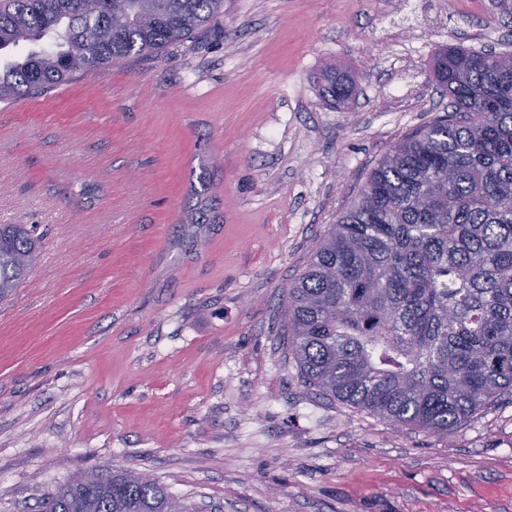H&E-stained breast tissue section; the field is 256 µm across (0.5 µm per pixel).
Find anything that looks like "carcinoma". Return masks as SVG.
Returning <instances> with one entry per match:
<instances>
[{"label": "carcinoma", "instance_id": "obj_1", "mask_svg": "<svg viewBox=\"0 0 512 512\" xmlns=\"http://www.w3.org/2000/svg\"><path fill=\"white\" fill-rule=\"evenodd\" d=\"M224 0H0V101L159 55ZM451 112L394 144L286 289L280 335L304 384L399 431L448 436L512 394V47L433 61ZM324 96L350 86L325 66ZM36 227L0 224V300L38 254ZM40 512H190L156 480L115 469L58 486Z\"/></svg>", "mask_w": 512, "mask_h": 512}]
</instances>
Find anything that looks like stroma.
Here are the masks:
<instances>
[{"mask_svg":"<svg viewBox=\"0 0 512 512\" xmlns=\"http://www.w3.org/2000/svg\"><path fill=\"white\" fill-rule=\"evenodd\" d=\"M512 0H224L195 47L0 103V512L117 468L193 512H512V397L442 438L305 387L286 287L370 170L445 116ZM352 85L319 92L324 62ZM36 227L0 224V300L20 286L34 266L38 254Z\"/></svg>","mask_w":512,"mask_h":512,"instance_id":"1","label":"stroma"}]
</instances>
